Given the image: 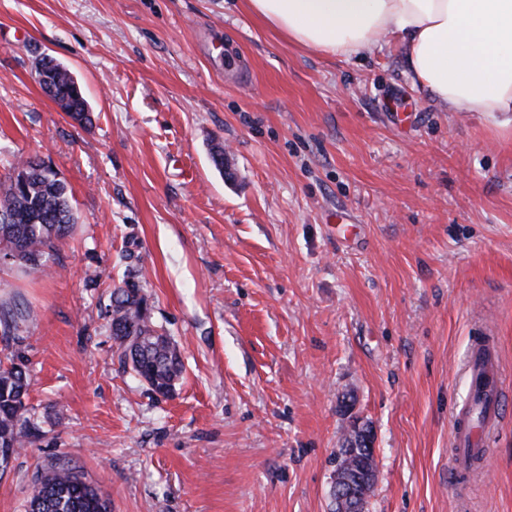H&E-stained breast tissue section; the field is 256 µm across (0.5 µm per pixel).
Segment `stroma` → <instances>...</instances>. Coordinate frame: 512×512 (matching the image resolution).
Returning a JSON list of instances; mask_svg holds the SVG:
<instances>
[{
    "label": "stroma",
    "instance_id": "obj_1",
    "mask_svg": "<svg viewBox=\"0 0 512 512\" xmlns=\"http://www.w3.org/2000/svg\"><path fill=\"white\" fill-rule=\"evenodd\" d=\"M44 55L90 124L42 90ZM26 159L58 172L77 224L53 274L0 268V298L33 315L0 358L25 361L42 429L0 512H26L60 454L111 512H330L355 419L368 512H512V403L489 459L458 470L451 447L481 339L512 394L507 115L423 94L398 43L329 58L243 0H0V178ZM129 265L181 352L166 398L107 328ZM359 437V432L354 428L353 424L351 429L345 435L340 448L336 452V460L338 461L337 469H336V479L340 478H349L353 480L359 473V469L362 460L359 459L360 453V444L358 443L357 448L353 447V443H357V439ZM357 450V454L354 455V451ZM363 469H366L368 473H370L371 477L375 479V463L374 458L370 456L366 457V461L363 463ZM335 479V481H336Z\"/></svg>",
    "mask_w": 512,
    "mask_h": 512
}]
</instances>
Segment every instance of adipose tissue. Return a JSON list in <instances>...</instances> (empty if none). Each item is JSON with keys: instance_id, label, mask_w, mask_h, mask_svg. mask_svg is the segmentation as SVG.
Here are the masks:
<instances>
[{"instance_id": "1", "label": "adipose tissue", "mask_w": 512, "mask_h": 512, "mask_svg": "<svg viewBox=\"0 0 512 512\" xmlns=\"http://www.w3.org/2000/svg\"><path fill=\"white\" fill-rule=\"evenodd\" d=\"M288 42L329 57L403 48L413 86L464 112L512 115V0H245Z\"/></svg>"}]
</instances>
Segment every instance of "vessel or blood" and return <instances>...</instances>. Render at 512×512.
<instances>
[{
	"mask_svg": "<svg viewBox=\"0 0 512 512\" xmlns=\"http://www.w3.org/2000/svg\"><path fill=\"white\" fill-rule=\"evenodd\" d=\"M467 374L472 391V413L457 415L453 423L454 460L462 466L476 456L485 455L486 436L500 417L503 396L491 344L483 342L474 347Z\"/></svg>",
	"mask_w": 512,
	"mask_h": 512,
	"instance_id": "obj_1",
	"label": "vessel or blood"
}]
</instances>
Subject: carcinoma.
<instances>
[{
  "mask_svg": "<svg viewBox=\"0 0 512 512\" xmlns=\"http://www.w3.org/2000/svg\"><path fill=\"white\" fill-rule=\"evenodd\" d=\"M36 77L42 89L70 110L68 116L92 122L87 100L68 72L46 57L37 60ZM76 224L64 182L51 165L25 161L12 167L0 182V266L44 270L61 241ZM140 271L126 267L113 288L106 310L112 340L121 360L149 389L167 397L175 389L183 369L181 354L166 332L151 321L148 298L140 285ZM31 315L18 301L0 303V338L20 344L28 333ZM29 377L20 357L0 362V474L20 451L41 436L40 426L26 404ZM359 432L352 428L336 452V478L354 479L364 468L375 475L371 457L359 459L353 443ZM33 495L29 512H108V506L70 461L59 457L32 476Z\"/></svg>",
  "mask_w": 512,
  "mask_h": 512,
  "instance_id": "cac0c4a2",
  "label": "carcinoma"
}]
</instances>
